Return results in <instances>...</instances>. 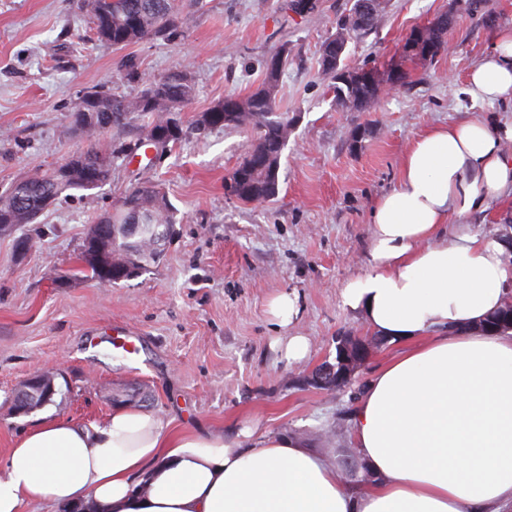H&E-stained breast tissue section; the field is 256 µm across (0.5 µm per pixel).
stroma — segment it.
<instances>
[{"instance_id":"1","label":"stroma","mask_w":512,"mask_h":512,"mask_svg":"<svg viewBox=\"0 0 512 512\" xmlns=\"http://www.w3.org/2000/svg\"><path fill=\"white\" fill-rule=\"evenodd\" d=\"M457 12L448 51L433 62L406 58L410 33L451 10L452 0H383L379 23L350 40L343 61L372 59L412 74L409 86L380 95L369 112L337 109L320 47L355 0H317L299 16L285 0H202L185 11L181 34L125 48L99 40L78 0H0V193L82 151L69 131L84 91L133 95L140 78L190 70L195 95L184 121L225 95L260 86L269 53L288 44L280 111L297 116L281 159L276 201L245 205L225 181L248 136L234 128L190 134L155 163L116 159L109 181L61 197L23 225L30 248L0 236V465L32 420L45 415L89 426L111 415L123 393L175 427L293 436L356 461L350 416L367 382L398 350L375 348L338 391L308 383L336 354V338L369 330L341 302L343 283L368 268L371 211L397 183L411 140L461 119L512 123V101L490 104L467 91L472 65L512 26V0H483ZM159 184L177 210V235L163 259L138 278L101 288L79 272L91 224L137 184ZM297 295L289 335L309 353L288 360L269 321L270 300ZM139 337L137 361L112 345L113 325ZM53 372V402L15 415L19 384Z\"/></svg>"}]
</instances>
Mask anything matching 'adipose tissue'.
Returning a JSON list of instances; mask_svg holds the SVG:
<instances>
[{"instance_id":"ef3b65f1","label":"adipose tissue","mask_w":512,"mask_h":512,"mask_svg":"<svg viewBox=\"0 0 512 512\" xmlns=\"http://www.w3.org/2000/svg\"><path fill=\"white\" fill-rule=\"evenodd\" d=\"M467 84L512 99V28ZM508 139L512 127L471 119L419 134L375 203L368 270L341 287L343 305L400 346L350 418L373 484L343 486L335 461L296 438L246 448L119 406L91 427L32 424L0 472V512H512V331L477 328L512 295V247L464 225L512 200Z\"/></svg>"}]
</instances>
